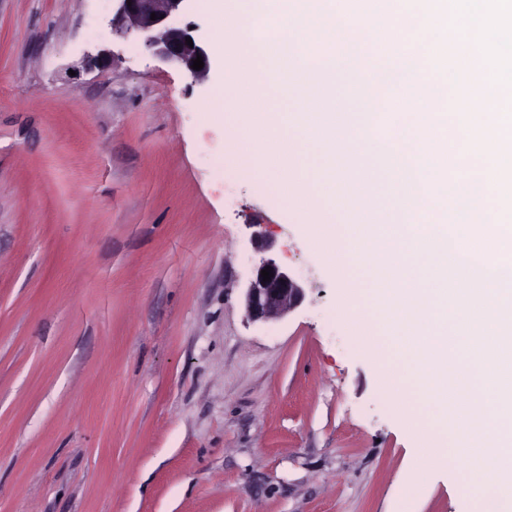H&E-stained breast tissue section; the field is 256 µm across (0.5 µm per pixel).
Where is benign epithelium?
<instances>
[{
    "mask_svg": "<svg viewBox=\"0 0 512 512\" xmlns=\"http://www.w3.org/2000/svg\"><path fill=\"white\" fill-rule=\"evenodd\" d=\"M117 7L108 25L112 37L125 40L132 36L145 51L161 64L184 67L199 80L207 77L211 59L199 41L186 44L193 37L194 27L184 20L186 0H115ZM156 19H151V15ZM202 57L204 67L192 68L193 60ZM115 52L102 48L85 56L86 66L93 68L113 62ZM270 267L273 277L265 281L261 270ZM305 297V288L272 257H263L254 266L245 292L246 317L251 322H268L282 318L295 309Z\"/></svg>",
    "mask_w": 512,
    "mask_h": 512,
    "instance_id": "obj_1",
    "label": "benign epithelium"
}]
</instances>
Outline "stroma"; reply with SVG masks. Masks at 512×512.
<instances>
[{
  "label": "stroma",
  "mask_w": 512,
  "mask_h": 512,
  "mask_svg": "<svg viewBox=\"0 0 512 512\" xmlns=\"http://www.w3.org/2000/svg\"><path fill=\"white\" fill-rule=\"evenodd\" d=\"M113 0H0V512H469L205 81ZM116 46L112 65L83 56ZM232 182V200L224 198ZM270 251L306 290L247 321Z\"/></svg>",
  "instance_id": "1"
}]
</instances>
